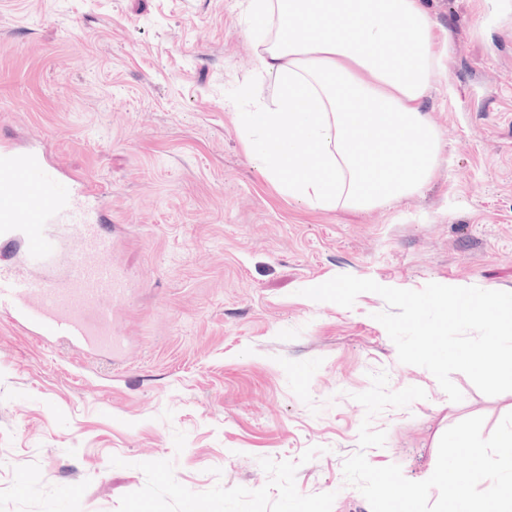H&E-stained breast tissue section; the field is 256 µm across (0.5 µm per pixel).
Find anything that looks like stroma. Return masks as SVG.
Masks as SVG:
<instances>
[{
  "instance_id": "stroma-1",
  "label": "stroma",
  "mask_w": 512,
  "mask_h": 512,
  "mask_svg": "<svg viewBox=\"0 0 512 512\" xmlns=\"http://www.w3.org/2000/svg\"><path fill=\"white\" fill-rule=\"evenodd\" d=\"M451 63L425 102L448 158L412 200L326 211L281 196L233 112L258 78L244 0H0V141L35 135L109 191L112 261L131 288L120 357L0 320V512H371L343 464L433 473L444 432L512 392L461 372L451 401L399 362L375 313L301 289L339 274L401 289L512 292V0H424ZM424 399L370 418L355 394Z\"/></svg>"
}]
</instances>
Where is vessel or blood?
I'll list each match as a JSON object with an SVG mask.
<instances>
[{"mask_svg": "<svg viewBox=\"0 0 512 512\" xmlns=\"http://www.w3.org/2000/svg\"><path fill=\"white\" fill-rule=\"evenodd\" d=\"M100 184L59 175L33 148L0 145V243L19 262L0 264V314L37 340L82 352L111 349L113 308L127 275L106 261L112 238L82 199L101 200Z\"/></svg>", "mask_w": 512, "mask_h": 512, "instance_id": "b4317fda", "label": "vessel or blood"}]
</instances>
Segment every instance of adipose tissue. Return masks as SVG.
Returning a JSON list of instances; mask_svg holds the SVG:
<instances>
[{"mask_svg":"<svg viewBox=\"0 0 512 512\" xmlns=\"http://www.w3.org/2000/svg\"><path fill=\"white\" fill-rule=\"evenodd\" d=\"M269 102L235 113L252 160L312 208L419 195L442 161L424 102L443 51L422 0H247Z\"/></svg>","mask_w":512,"mask_h":512,"instance_id":"adipose-tissue-1","label":"adipose tissue"}]
</instances>
